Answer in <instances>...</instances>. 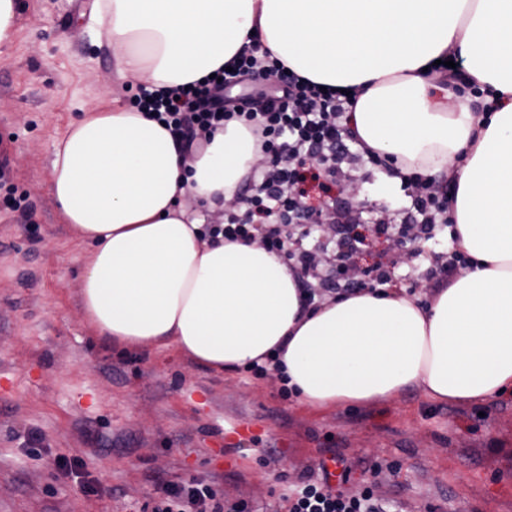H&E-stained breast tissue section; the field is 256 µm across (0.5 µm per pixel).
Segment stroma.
Wrapping results in <instances>:
<instances>
[{
	"label": "stroma",
	"mask_w": 512,
	"mask_h": 512,
	"mask_svg": "<svg viewBox=\"0 0 512 512\" xmlns=\"http://www.w3.org/2000/svg\"><path fill=\"white\" fill-rule=\"evenodd\" d=\"M18 3L0 46V512H151L162 487L197 481L265 504L332 456L347 488L371 482L390 512H512L511 391L317 410L274 374L221 376L172 343L122 350L85 320L90 247L62 219L52 162L87 108L130 103L139 84L111 81L94 0ZM349 169L360 223H401L409 190Z\"/></svg>",
	"instance_id": "1"
}]
</instances>
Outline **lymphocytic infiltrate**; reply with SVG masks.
Listing matches in <instances>:
<instances>
[{
    "label": "lymphocytic infiltrate",
    "instance_id": "f902f5d3",
    "mask_svg": "<svg viewBox=\"0 0 512 512\" xmlns=\"http://www.w3.org/2000/svg\"><path fill=\"white\" fill-rule=\"evenodd\" d=\"M276 74L285 86L282 96L255 107L225 108L224 89L243 77ZM132 105L163 123L184 146L210 141L228 122L249 127L264 157L262 169L251 171L237 190L238 207L227 210L220 224L205 225L203 235L215 240L258 242L284 259L301 288L307 305L325 296L357 293L344 276L369 238L398 236L415 246L411 260L426 262L422 273L428 288L436 277L449 278L470 264L458 250L445 254L425 252L423 245L443 228L453 227L447 191H434L430 175L412 172L402 177L411 191V212L402 224H375L369 233L356 225H336L334 240L318 246L309 243L310 224L320 211L308 208L301 198L307 180L336 181L340 164L358 137L346 121L354 106L349 95L323 91L271 56H259L254 45L244 46L230 69L217 70L215 78L154 93L139 90ZM152 512H255L244 501L219 497L208 483L169 486L153 502ZM275 512H387L373 496L371 486L350 494L333 487L328 479L303 475L278 497Z\"/></svg>",
    "mask_w": 512,
    "mask_h": 512
}]
</instances>
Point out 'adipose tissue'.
I'll return each mask as SVG.
<instances>
[{
    "label": "adipose tissue",
    "instance_id": "obj_1",
    "mask_svg": "<svg viewBox=\"0 0 512 512\" xmlns=\"http://www.w3.org/2000/svg\"><path fill=\"white\" fill-rule=\"evenodd\" d=\"M115 74L146 89L196 82L259 44L296 74L356 97L365 147L403 173L447 174L455 246L471 260L420 301L394 288L306 308L259 243L204 240L261 157L229 122L185 151L161 123L88 108L50 188L92 250L87 321L119 347L175 343L219 374L276 359L312 408L392 400L482 403L512 389V0H95ZM455 55L491 114L440 82Z\"/></svg>",
    "mask_w": 512,
    "mask_h": 512
}]
</instances>
